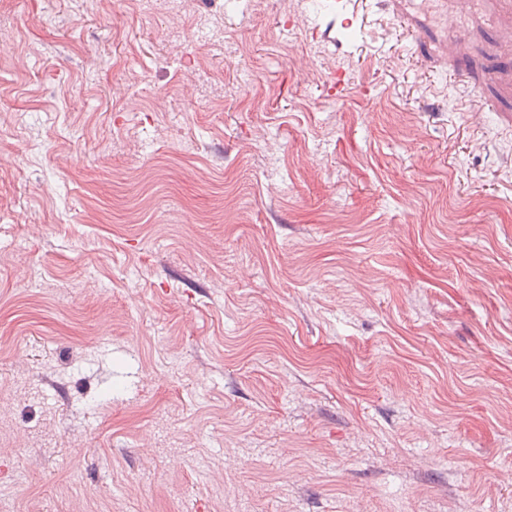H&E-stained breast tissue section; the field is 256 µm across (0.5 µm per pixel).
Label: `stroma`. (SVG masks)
I'll return each mask as SVG.
<instances>
[{
    "label": "stroma",
    "mask_w": 512,
    "mask_h": 512,
    "mask_svg": "<svg viewBox=\"0 0 512 512\" xmlns=\"http://www.w3.org/2000/svg\"><path fill=\"white\" fill-rule=\"evenodd\" d=\"M0 512H512V6L0 0Z\"/></svg>",
    "instance_id": "obj_1"
}]
</instances>
